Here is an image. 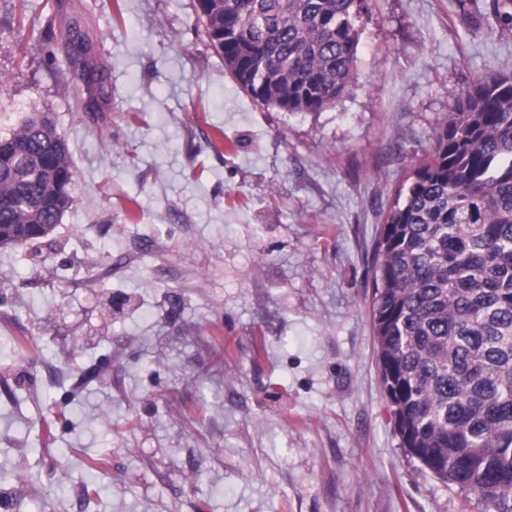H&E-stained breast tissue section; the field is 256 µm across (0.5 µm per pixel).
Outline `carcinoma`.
<instances>
[{
  "label": "carcinoma",
  "instance_id": "1",
  "mask_svg": "<svg viewBox=\"0 0 512 512\" xmlns=\"http://www.w3.org/2000/svg\"><path fill=\"white\" fill-rule=\"evenodd\" d=\"M372 0H200L224 66L252 100L320 112L347 92ZM484 10L512 31V0ZM17 37L50 42L21 8ZM65 48L85 53L77 28ZM81 78L105 94L103 72ZM395 191L375 243L372 325L401 447L450 487L512 512V71L476 77ZM43 117L0 135V247L47 236L73 199L70 150Z\"/></svg>",
  "mask_w": 512,
  "mask_h": 512
}]
</instances>
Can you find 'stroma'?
I'll return each mask as SVG.
<instances>
[{"label": "stroma", "instance_id": "stroma-1", "mask_svg": "<svg viewBox=\"0 0 512 512\" xmlns=\"http://www.w3.org/2000/svg\"><path fill=\"white\" fill-rule=\"evenodd\" d=\"M17 3L0 134L48 115L75 176L39 247L0 248V512H495L401 448L368 268L452 90L512 69V32L373 0L348 92L290 113L227 72L197 0H27L56 36L34 44ZM74 22L112 86L93 112L57 44Z\"/></svg>", "mask_w": 512, "mask_h": 512}]
</instances>
